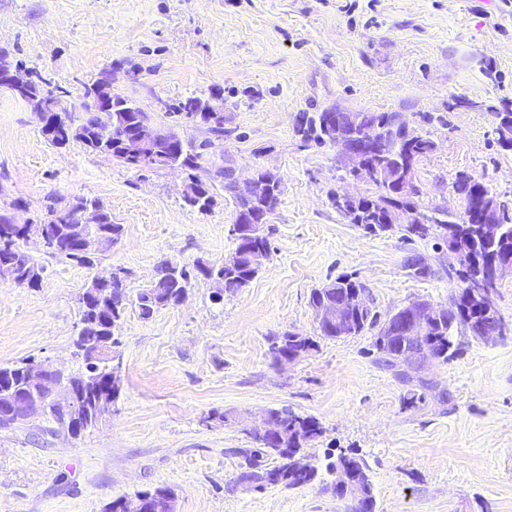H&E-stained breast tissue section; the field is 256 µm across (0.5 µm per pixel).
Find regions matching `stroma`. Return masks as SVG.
<instances>
[{
	"label": "stroma",
	"mask_w": 512,
	"mask_h": 512,
	"mask_svg": "<svg viewBox=\"0 0 512 512\" xmlns=\"http://www.w3.org/2000/svg\"><path fill=\"white\" fill-rule=\"evenodd\" d=\"M0 48L75 104L112 69L113 94L187 140L208 138L206 125L168 106L204 99L224 114L205 170L227 162L244 179L266 168L282 188L271 258L247 287L219 302L200 278L151 318L127 311L122 391L96 426L75 438L0 430V512H106L158 487L176 512H347L328 490L343 454L367 464L375 512H512V334L463 337L458 355L418 370L429 387L413 405L376 363L373 331L322 336L310 294L340 275L366 286L382 318L419 299L448 306L459 283L436 238L406 237L400 224L369 235L337 213L331 192L377 187L352 176L336 147L295 131L303 113L334 106L399 113L434 144L415 167L418 210L461 220V173L512 206V146L498 133L499 112L512 111V0H0ZM184 182L181 171L132 169L79 143L52 147L27 105L0 91V214L33 224L52 199L84 196L124 227L94 271L27 243L46 270L33 288L0 281V365L33 356L78 368L77 300L93 272L126 271L133 295L161 261L229 257L228 193L215 188L201 213L184 204ZM416 254L430 277L409 275ZM288 331L314 347L280 365L270 339ZM274 408L322 427L301 451L318 471L308 485L239 481L237 451L255 445L240 421Z\"/></svg>",
	"instance_id": "obj_1"
}]
</instances>
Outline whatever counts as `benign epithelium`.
<instances>
[{
    "label": "benign epithelium",
    "mask_w": 512,
    "mask_h": 512,
    "mask_svg": "<svg viewBox=\"0 0 512 512\" xmlns=\"http://www.w3.org/2000/svg\"><path fill=\"white\" fill-rule=\"evenodd\" d=\"M0 78L9 83L20 92H27L37 82V79L26 70L11 69L0 74ZM112 70L108 69L99 74L91 91L87 94L85 110L93 112H107L112 108ZM46 102L39 111L51 112H76V108L69 103H59L50 93H45ZM326 123L331 129L344 125L358 126L361 119L350 110L331 107L326 109ZM336 147L351 164V173L369 181L379 178L381 168L373 163L372 158H383L387 155L386 142L381 139L380 132L375 126L363 127L361 133L352 136L336 138ZM163 148L156 128L150 123H144L132 132L124 143V156L130 163L136 165L155 154V151ZM277 185L276 175L263 170L254 174L249 180L237 184L241 195L252 200H264L271 202L275 195ZM476 216L479 220V235L482 239H495L501 231L500 218L502 204L489 196L477 195ZM412 214L413 224L432 223L431 215L419 213L414 205H401L395 208L389 218V223H398L399 215ZM268 208L260 210L245 209L237 214L236 234L242 240H248L254 236L266 233ZM99 212L90 209L76 207L71 210L67 218L70 224H76L82 229L80 241L81 251L84 256L95 262L102 248L103 241L93 232V225L98 223ZM448 255L453 263L448 269L460 271L467 269L471 256L464 249L455 246L448 247ZM512 273V260H496L485 267L479 268V273L466 280L462 285V291L466 298L479 303L482 314L488 317V326L478 330L469 329L471 337L480 340H494L505 333V325L500 320L494 303L488 301L490 290L488 285L496 283L506 273ZM369 307L367 302V290L362 286L352 289L351 294L332 303H315L312 311L316 321L327 328L342 334L349 333V324L346 320V312L349 309L364 310ZM455 316V306H437L427 300H417L403 307L388 323L392 334L403 337V357L419 364H430L438 359L431 347L427 328L430 322L445 317ZM30 379L38 386L39 390L49 397L53 403L66 413V419L62 423V429L69 433L87 424L89 417L75 403V386L67 380L65 370L55 366L47 360L31 365L26 370ZM118 398V392L110 394L98 390L93 393L94 417L101 418L112 408V404ZM12 413L27 418L41 416L40 404L33 400L24 390H18L10 400ZM243 431L247 434L264 438L270 444L283 446L287 441L281 422L273 417L270 411H264L259 417L241 421ZM335 479L330 486L331 492L336 498L348 503L351 512H361L368 503L370 493L363 490V481L359 473L347 470L342 466L336 467ZM146 498L142 495L121 496L113 500L114 512H145Z\"/></svg>",
    "instance_id": "benign-epithelium-1"
}]
</instances>
